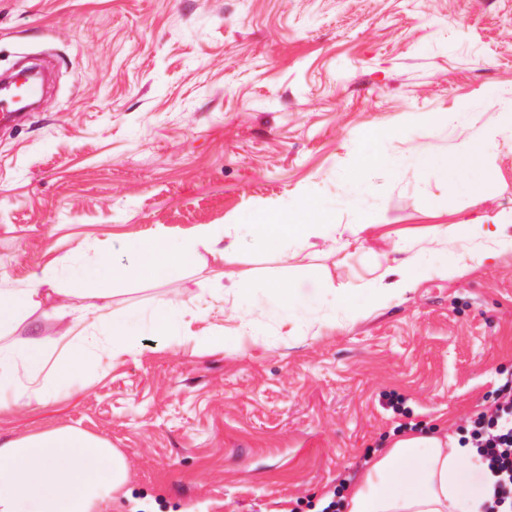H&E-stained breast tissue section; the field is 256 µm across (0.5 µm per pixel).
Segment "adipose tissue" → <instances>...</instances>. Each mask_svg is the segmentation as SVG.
I'll list each match as a JSON object with an SVG mask.
<instances>
[{"label": "adipose tissue", "mask_w": 512, "mask_h": 512, "mask_svg": "<svg viewBox=\"0 0 512 512\" xmlns=\"http://www.w3.org/2000/svg\"><path fill=\"white\" fill-rule=\"evenodd\" d=\"M319 224L281 221L272 215L248 220L249 234L274 249L291 240L320 236ZM143 278L164 280L195 260L199 250L231 259L237 242L209 225L177 242L164 232L125 243ZM110 279L87 289L88 310L98 318L72 336H28L0 345V410L41 402L64 379L80 374L95 352H135L139 338L122 319L102 318L112 295ZM472 451L453 437L409 435L383 449L349 491L346 512H482L491 480L472 463ZM128 481V465L108 441L76 428L0 440V512H104Z\"/></svg>", "instance_id": "adipose-tissue-1"}]
</instances>
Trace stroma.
I'll return each mask as SVG.
<instances>
[{
	"label": "stroma",
	"instance_id": "35a3bbf8",
	"mask_svg": "<svg viewBox=\"0 0 512 512\" xmlns=\"http://www.w3.org/2000/svg\"><path fill=\"white\" fill-rule=\"evenodd\" d=\"M25 54L52 81L0 130V289L48 274L57 292L0 342L68 335L88 303L75 274L111 277L141 339L1 413L0 440L109 441L129 467L110 512H322L409 428L461 435L512 382V0H0V74ZM478 139L474 192L413 162ZM373 150L395 168H358ZM309 198L326 237L279 252L240 227ZM201 224L237 256L147 281L120 249ZM395 247L420 276L366 309ZM277 288L299 291L295 318ZM170 304L162 336L150 317Z\"/></svg>",
	"mask_w": 512,
	"mask_h": 512
}]
</instances>
